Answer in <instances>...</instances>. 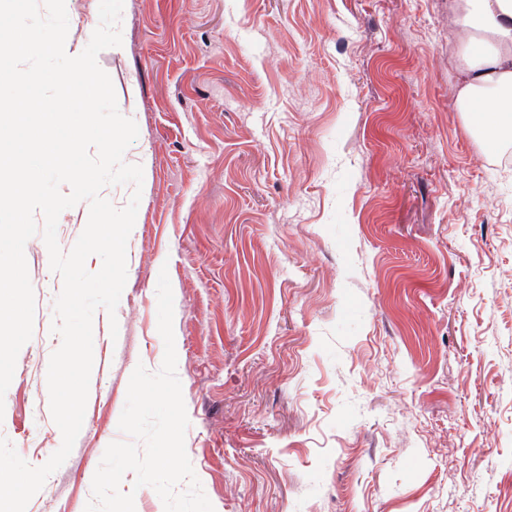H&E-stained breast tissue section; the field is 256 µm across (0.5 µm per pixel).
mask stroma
Returning a JSON list of instances; mask_svg holds the SVG:
<instances>
[{
	"label": "stroma",
	"instance_id": "1",
	"mask_svg": "<svg viewBox=\"0 0 512 512\" xmlns=\"http://www.w3.org/2000/svg\"><path fill=\"white\" fill-rule=\"evenodd\" d=\"M86 47L99 0H67ZM97 61L143 169L82 429L26 512H85L174 295L185 448L214 512H512V168L454 103L448 0H124ZM33 334L0 438L43 465L62 279L26 244Z\"/></svg>",
	"mask_w": 512,
	"mask_h": 512
}]
</instances>
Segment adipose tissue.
<instances>
[{"label": "adipose tissue", "instance_id": "obj_1", "mask_svg": "<svg viewBox=\"0 0 512 512\" xmlns=\"http://www.w3.org/2000/svg\"><path fill=\"white\" fill-rule=\"evenodd\" d=\"M463 37L455 44V102L488 150L512 141V0H450Z\"/></svg>", "mask_w": 512, "mask_h": 512}]
</instances>
